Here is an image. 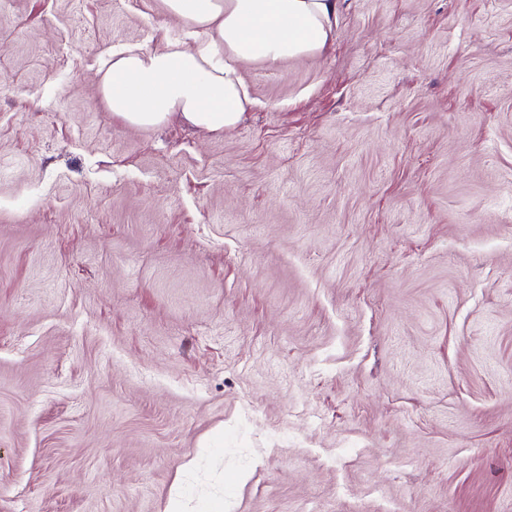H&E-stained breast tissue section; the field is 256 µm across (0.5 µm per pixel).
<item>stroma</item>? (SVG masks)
Segmentation results:
<instances>
[{"instance_id": "35a3bbf8", "label": "stroma", "mask_w": 512, "mask_h": 512, "mask_svg": "<svg viewBox=\"0 0 512 512\" xmlns=\"http://www.w3.org/2000/svg\"><path fill=\"white\" fill-rule=\"evenodd\" d=\"M160 0H0V512H512V0H343L210 133Z\"/></svg>"}]
</instances>
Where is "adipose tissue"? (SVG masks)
Returning a JSON list of instances; mask_svg holds the SVG:
<instances>
[{
	"label": "adipose tissue",
	"instance_id": "adipose-tissue-1",
	"mask_svg": "<svg viewBox=\"0 0 512 512\" xmlns=\"http://www.w3.org/2000/svg\"><path fill=\"white\" fill-rule=\"evenodd\" d=\"M185 41L113 52L99 91L126 124L153 128L176 118L220 133L250 105L245 65L309 58L336 37L340 0H162Z\"/></svg>",
	"mask_w": 512,
	"mask_h": 512
}]
</instances>
